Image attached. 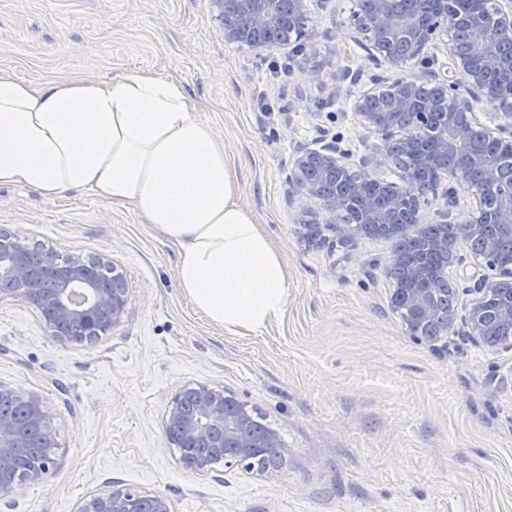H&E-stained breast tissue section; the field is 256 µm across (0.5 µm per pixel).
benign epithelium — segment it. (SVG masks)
Wrapping results in <instances>:
<instances>
[{
	"label": "benign epithelium",
	"instance_id": "benign-epithelium-1",
	"mask_svg": "<svg viewBox=\"0 0 512 512\" xmlns=\"http://www.w3.org/2000/svg\"><path fill=\"white\" fill-rule=\"evenodd\" d=\"M277 0H218L222 8L224 42L246 44L256 50L280 47L266 38L279 26ZM357 33L369 41L367 59L375 69L390 75H370L373 88L353 102L359 123L377 135L379 142L371 155L355 161L352 154L337 145L304 149L291 165L288 179L302 197L319 202L332 215L330 223L348 214L355 230L376 229L395 239L410 237L413 218L405 213L404 200L430 193L420 175L439 170L435 197L443 206L457 202L461 175L478 172L485 194L496 197V206L485 205L475 194V205L463 223L454 225L448 236L447 221L431 225L432 237L423 252L443 253L446 262L435 265L419 254L407 260L392 256L387 274L391 280V308L404 309L412 316L417 341L433 342L441 336L461 333L474 343L493 351H512V281L491 275L496 269L494 245L463 253V240L484 236V224L498 225L499 236L512 242V185L501 186V163L494 154L475 155L469 150L472 138L481 133L492 140L512 142V111L500 113L501 122L493 129L482 126L474 104L497 100L499 86L492 79L501 66V55L512 53V0L497 4V20L483 24L478 15L462 17L454 10L456 0H363ZM288 19L301 50L311 37L307 25L306 0H288ZM456 35L448 38V30ZM448 57V69L432 70L437 57ZM419 61L425 76L401 75L407 61ZM448 112L435 137L431 153L414 158L403 170L404 181L412 191L381 180L379 166L410 156L418 141L417 131L429 125L436 109ZM474 268L473 286L463 289L470 296L459 308L448 307L443 326L434 336L422 327L435 313L437 299L448 283V266ZM91 264L75 258L66 266L36 269L29 258L25 237L19 232L0 234V300L20 299L36 308L46 327L60 342L70 337L63 325L72 321L85 324L86 336L101 337L119 325L126 313L128 284L123 273L112 270V287L103 288L90 275ZM31 419L45 432L50 422L37 394L25 398ZM165 428L178 432L187 443L206 448L213 454L240 465L248 473H261L257 462L269 456L283 461L274 431H261L254 425L248 406L235 396L205 386H185L174 396L166 413ZM32 454L31 445L19 425L0 415V492L10 494L25 483L43 479L55 462L37 461L27 477L20 480L15 462ZM94 512H139L138 495L114 488L94 497Z\"/></svg>",
	"mask_w": 512,
	"mask_h": 512
}]
</instances>
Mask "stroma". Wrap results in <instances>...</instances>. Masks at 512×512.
<instances>
[{
    "instance_id": "35a3bbf8",
    "label": "stroma",
    "mask_w": 512,
    "mask_h": 512,
    "mask_svg": "<svg viewBox=\"0 0 512 512\" xmlns=\"http://www.w3.org/2000/svg\"><path fill=\"white\" fill-rule=\"evenodd\" d=\"M308 18L305 51L259 52L225 43L216 0H0V68L22 79L180 81L288 267L283 314L231 333L194 308L176 247L133 207L0 185V230L104 259L129 283L123 322L91 343L58 342L33 306L0 300V386L39 394L58 442L55 468L0 496V512H77L114 486L163 495L171 512H512V352L417 342L390 307L392 241L306 235L293 157L336 141L359 158L374 142L352 107L371 83L351 0H308ZM339 68L360 75L350 93L333 92ZM187 384L262 414L283 465L186 469L164 421Z\"/></svg>"
}]
</instances>
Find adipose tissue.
Wrapping results in <instances>:
<instances>
[{"label":"adipose tissue","mask_w":512,"mask_h":512,"mask_svg":"<svg viewBox=\"0 0 512 512\" xmlns=\"http://www.w3.org/2000/svg\"><path fill=\"white\" fill-rule=\"evenodd\" d=\"M0 184L133 206L177 246L182 290L224 330L262 333L285 308L288 269L237 203L224 141L178 81L34 83L1 68Z\"/></svg>","instance_id":"1"}]
</instances>
